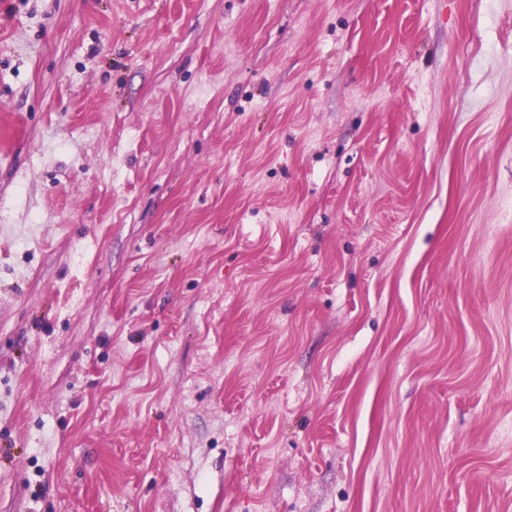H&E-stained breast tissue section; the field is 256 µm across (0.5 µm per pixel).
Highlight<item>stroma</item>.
Instances as JSON below:
<instances>
[{"label": "stroma", "mask_w": 512, "mask_h": 512, "mask_svg": "<svg viewBox=\"0 0 512 512\" xmlns=\"http://www.w3.org/2000/svg\"><path fill=\"white\" fill-rule=\"evenodd\" d=\"M0 512H512V0H0Z\"/></svg>", "instance_id": "stroma-1"}]
</instances>
